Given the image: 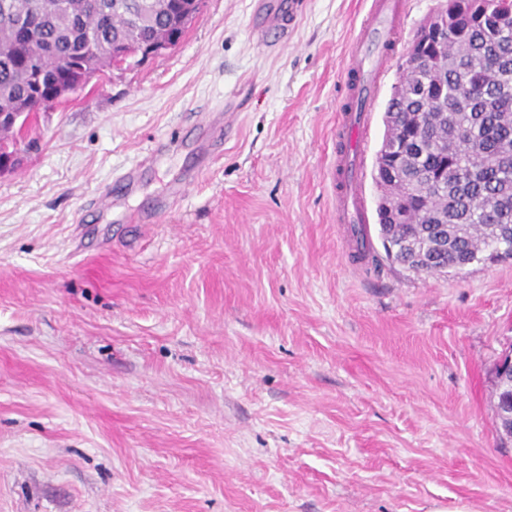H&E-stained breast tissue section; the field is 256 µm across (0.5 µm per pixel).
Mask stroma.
Returning <instances> with one entry per match:
<instances>
[{"label": "stroma", "instance_id": "35a3bbf8", "mask_svg": "<svg viewBox=\"0 0 512 512\" xmlns=\"http://www.w3.org/2000/svg\"><path fill=\"white\" fill-rule=\"evenodd\" d=\"M205 0L183 40L32 114L0 170V512H512V259L358 261L329 170L368 0ZM397 67L362 143L374 159ZM220 147L194 143L225 103ZM138 186L117 181L157 143ZM190 184L161 211L184 171ZM112 185L107 214L85 204ZM151 217L149 228L131 223ZM300 7V3L295 0L288 2V13L285 10L278 8L277 12L272 13V10L265 15V25L257 31L258 38L267 40L270 34L277 37H283L288 33L289 20H293ZM495 386L499 390L501 383L508 385V391L497 399L495 410L498 416V431L504 442L512 441V351L505 353L495 368Z\"/></svg>", "mask_w": 512, "mask_h": 512}]
</instances>
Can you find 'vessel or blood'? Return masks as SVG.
Here are the masks:
<instances>
[{"instance_id": "1", "label": "vessel or blood", "mask_w": 512, "mask_h": 512, "mask_svg": "<svg viewBox=\"0 0 512 512\" xmlns=\"http://www.w3.org/2000/svg\"><path fill=\"white\" fill-rule=\"evenodd\" d=\"M299 7L298 0H289L287 9L268 13L264 27L257 32L258 38L264 40L272 34L279 37L287 35L289 22ZM403 14L404 0H371L366 23L352 46L346 68L348 74L354 78L363 76L364 81L350 84L349 99L338 115L337 135L349 134L359 139L366 135L370 124L371 95L390 62L389 55L378 54L377 49L397 31ZM330 181L336 199L337 223L359 221L364 198L359 177L345 153H337L330 171Z\"/></svg>"}]
</instances>
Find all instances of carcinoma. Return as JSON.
Returning a JSON list of instances; mask_svg holds the SVG:
<instances>
[{
    "instance_id": "cac0c4a2",
    "label": "carcinoma",
    "mask_w": 512,
    "mask_h": 512,
    "mask_svg": "<svg viewBox=\"0 0 512 512\" xmlns=\"http://www.w3.org/2000/svg\"><path fill=\"white\" fill-rule=\"evenodd\" d=\"M0 0V113L19 118L76 89L78 70L112 65L104 48L133 53L178 43L201 0ZM431 19L437 34L399 62L376 161L393 174L382 197L405 201L412 226L398 231L399 263L418 270L413 248L431 249L448 225V250L429 273L462 255L491 261L512 225V0H444Z\"/></svg>"
}]
</instances>
